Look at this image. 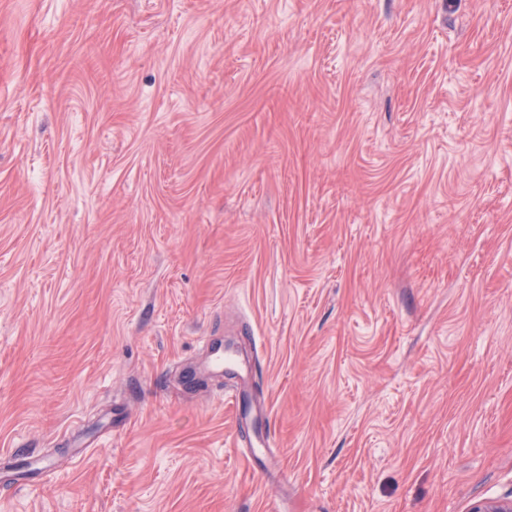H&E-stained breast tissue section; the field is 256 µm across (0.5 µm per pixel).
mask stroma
Instances as JSON below:
<instances>
[{
  "instance_id": "obj_1",
  "label": "stroma",
  "mask_w": 512,
  "mask_h": 512,
  "mask_svg": "<svg viewBox=\"0 0 512 512\" xmlns=\"http://www.w3.org/2000/svg\"><path fill=\"white\" fill-rule=\"evenodd\" d=\"M507 498L512 0H0V512Z\"/></svg>"
}]
</instances>
